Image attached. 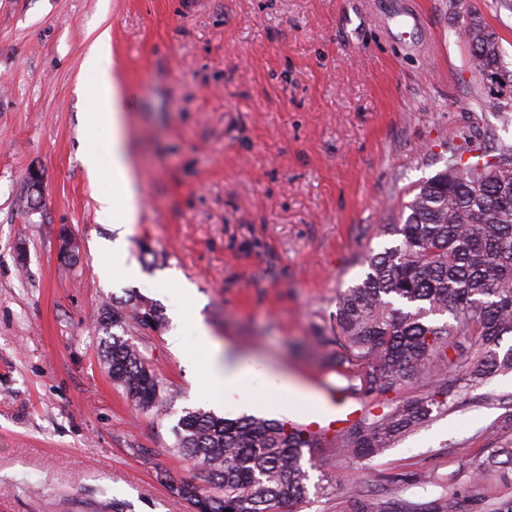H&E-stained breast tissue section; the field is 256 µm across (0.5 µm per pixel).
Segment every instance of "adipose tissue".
I'll list each match as a JSON object with an SVG mask.
<instances>
[{
  "mask_svg": "<svg viewBox=\"0 0 512 512\" xmlns=\"http://www.w3.org/2000/svg\"><path fill=\"white\" fill-rule=\"evenodd\" d=\"M90 45L82 64L79 93L88 97L92 108L84 121L85 147L80 156L91 183L106 181L113 190L96 197L103 218H117L119 223L137 222L138 184L127 144L125 119L131 97L112 72L111 33L109 27L98 26L89 31ZM109 143L107 155H100L89 143L97 138ZM200 343L209 351L208 385L212 392L230 396L243 394L251 378L250 367L241 365L232 354L214 349L205 325H198Z\"/></svg>",
  "mask_w": 512,
  "mask_h": 512,
  "instance_id": "1",
  "label": "adipose tissue"
}]
</instances>
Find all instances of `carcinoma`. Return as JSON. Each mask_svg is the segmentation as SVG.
Returning a JSON list of instances; mask_svg holds the SVG:
<instances>
[{
  "mask_svg": "<svg viewBox=\"0 0 512 512\" xmlns=\"http://www.w3.org/2000/svg\"><path fill=\"white\" fill-rule=\"evenodd\" d=\"M468 18L483 34L467 39L472 71L485 78L508 70L496 31L476 14ZM459 138L444 168L409 192L401 223L386 225L394 244L362 258L363 277L340 294L330 324L314 337L351 396L438 379L437 390L341 431L336 449L352 460H374L447 410L457 381L476 389L512 370V346L502 350L504 337L512 336V146L489 150L467 134ZM96 324L109 338L102 363L113 385L141 412L167 416L168 388L134 341L137 332L160 330L157 306L136 297L110 302ZM173 433V451L206 474L204 486L192 478L168 485L191 512H292L308 495L303 449L326 442L280 421L228 419L202 409L185 411ZM490 477L512 486V448L490 449L475 482ZM352 512L451 510L445 493L425 504L361 495Z\"/></svg>",
  "mask_w": 512,
  "mask_h": 512,
  "instance_id": "obj_1",
  "label": "carcinoma"
}]
</instances>
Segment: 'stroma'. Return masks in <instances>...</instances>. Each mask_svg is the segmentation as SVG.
Wrapping results in <instances>:
<instances>
[{"mask_svg": "<svg viewBox=\"0 0 512 512\" xmlns=\"http://www.w3.org/2000/svg\"><path fill=\"white\" fill-rule=\"evenodd\" d=\"M480 12L512 62L502 0H0V512H188L166 483L184 409L305 425L341 378L313 345L363 256L393 244L408 189L463 132L512 145V117L469 66L460 12ZM111 27L131 93L140 195L132 229L98 215L79 158L86 34ZM42 177L30 204L25 181ZM69 226L76 264L60 259ZM25 259H18V252ZM155 303L135 341L170 415L139 412L100 364L94 318L127 290ZM250 363L246 404H216L195 316ZM180 348H172L171 336ZM311 395H276L281 375ZM512 371L471 390L367 463L313 449L310 504L348 512L356 491L468 502L488 448L512 446ZM408 471L427 486L390 485Z\"/></svg>", "mask_w": 512, "mask_h": 512, "instance_id": "35a3bbf8", "label": "stroma"}]
</instances>
